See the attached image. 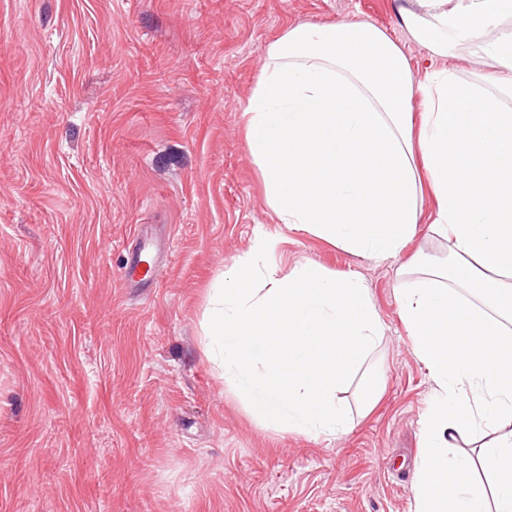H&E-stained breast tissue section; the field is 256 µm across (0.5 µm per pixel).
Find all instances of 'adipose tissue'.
I'll return each mask as SVG.
<instances>
[{"instance_id":"ef3b65f1","label":"adipose tissue","mask_w":512,"mask_h":512,"mask_svg":"<svg viewBox=\"0 0 512 512\" xmlns=\"http://www.w3.org/2000/svg\"><path fill=\"white\" fill-rule=\"evenodd\" d=\"M400 13L434 56L466 50L496 72L417 82L375 26L295 25L264 49L246 144L279 223L368 259L415 238L429 191L448 260L417 279L398 271L400 318L434 384L415 512H512V0H411ZM464 437L479 463L450 455Z\"/></svg>"}]
</instances>
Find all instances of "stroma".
Listing matches in <instances>:
<instances>
[{"instance_id":"35a3bbf8","label":"stroma","mask_w":512,"mask_h":512,"mask_svg":"<svg viewBox=\"0 0 512 512\" xmlns=\"http://www.w3.org/2000/svg\"><path fill=\"white\" fill-rule=\"evenodd\" d=\"M406 0H0V512H414L433 383L397 270L446 255L420 225L369 260L279 224L242 110L297 24L385 30L414 79L433 57ZM169 239L159 285L122 278L136 229ZM271 234L280 275L358 272L383 323L370 410L334 439L264 425L225 384L204 322L215 279Z\"/></svg>"}]
</instances>
